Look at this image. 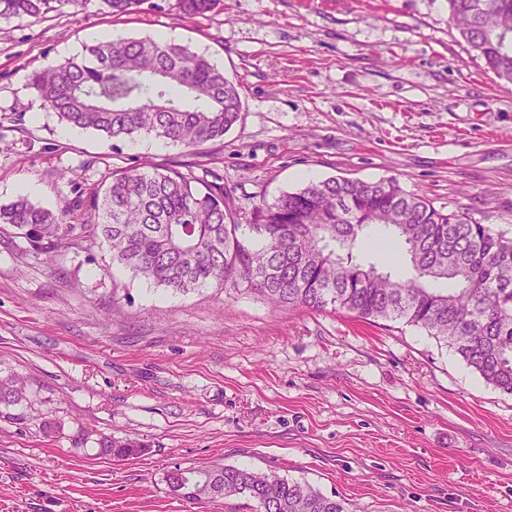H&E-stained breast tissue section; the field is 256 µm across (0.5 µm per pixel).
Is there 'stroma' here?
<instances>
[{
  "mask_svg": "<svg viewBox=\"0 0 512 512\" xmlns=\"http://www.w3.org/2000/svg\"><path fill=\"white\" fill-rule=\"evenodd\" d=\"M174 2L0 21V205L22 179L53 209L72 186L167 166L222 178L246 224L309 172L394 180L512 235V83L448 0H222L193 19ZM103 30L207 55L237 83L240 120L194 150L60 124L29 76ZM26 247L0 232V379H29L24 421L0 420V512H250L170 492L169 471L215 463L308 481L352 512H512V395L425 332L244 290L175 293L99 242L72 239L53 265ZM82 430L145 449L74 448Z\"/></svg>",
  "mask_w": 512,
  "mask_h": 512,
  "instance_id": "35a3bbf8",
  "label": "stroma"
}]
</instances>
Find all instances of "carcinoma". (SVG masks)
Segmentation results:
<instances>
[{
  "label": "carcinoma",
  "instance_id": "cac0c4a2",
  "mask_svg": "<svg viewBox=\"0 0 512 512\" xmlns=\"http://www.w3.org/2000/svg\"><path fill=\"white\" fill-rule=\"evenodd\" d=\"M114 16L144 0H104ZM76 0H0V20L38 19ZM220 0H176L193 18ZM461 37L497 78L512 83V0H448ZM44 108L73 129L113 139L147 135L185 147L220 141L241 114L236 84L203 54L152 37L97 41L80 55L30 75ZM77 214L92 217L73 224ZM381 226L402 247L411 272L389 270L380 249L364 255L358 238ZM21 232L27 251L47 263L69 237L102 239L112 264L179 293L246 287L273 307L346 313L421 329L452 349L486 383L512 394V236L459 211L445 213L394 180L309 181L274 203L255 205L238 223L221 183L201 187L175 168L124 169L57 209L27 198L0 206V230ZM446 280L451 287L435 284ZM25 398L20 378L0 380V406ZM103 455H137L143 444L101 435ZM183 498H244L256 512H351L345 500L276 472L214 464L169 472Z\"/></svg>",
  "mask_w": 512,
  "mask_h": 512
}]
</instances>
